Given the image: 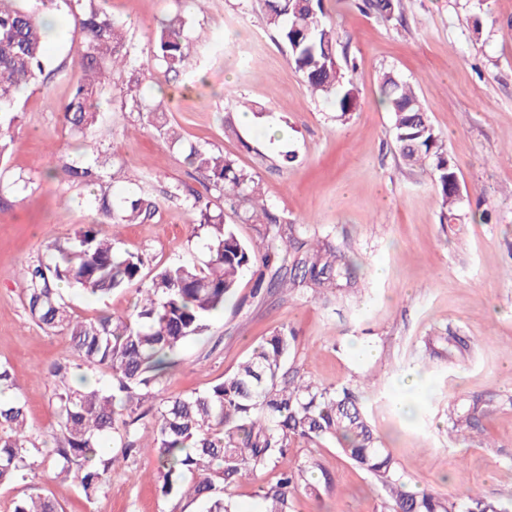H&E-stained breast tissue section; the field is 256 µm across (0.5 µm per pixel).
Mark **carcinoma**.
I'll return each mask as SVG.
<instances>
[{"instance_id": "obj_1", "label": "carcinoma", "mask_w": 512, "mask_h": 512, "mask_svg": "<svg viewBox=\"0 0 512 512\" xmlns=\"http://www.w3.org/2000/svg\"><path fill=\"white\" fill-rule=\"evenodd\" d=\"M266 24L288 47L291 65L310 91L331 99L339 117L352 109L349 80L336 60V31L325 20L323 0H261ZM378 17L388 18L394 0H362ZM84 37L80 59L83 77L59 107L63 126L87 138L99 120L102 83L118 64L125 35L122 25L96 8L75 17ZM46 28L22 0H0V154L4 131L19 118L21 94L46 65ZM194 53L176 18L155 39L156 64L178 72ZM380 102L393 116V136L404 164L429 173L441 197L442 218L456 219L460 187L454 163L440 133L414 86L392 72L383 74ZM146 124L165 139L178 142L161 113H146ZM188 165L204 173L206 194L185 192L176 185L170 196L199 217L209 260L203 267L184 259L145 277L144 258L116 246L90 225L64 244L49 248L46 259L23 272L25 303L43 328L65 336L73 354L84 364L105 371L112 386L99 383L72 386L68 366L54 365L59 379L55 409L64 444L45 452L55 437L36 444L27 433L24 403L6 366H0V483L24 479L35 470L38 456L52 460L57 474L76 473L86 497L109 480L110 466L99 459L109 433L119 436L120 448L137 447L136 427L146 416L156 426L161 491H176L193 500L203 498L208 512H232L224 491L283 457L296 440L312 444L333 442L357 467L371 474L388 493V512H508L499 502L466 495L441 500L424 490L413 493L399 475L394 458L384 448L365 410L362 395L343 386L330 388L287 366L296 336L280 329L256 346L224 381L203 393L180 397L154 396L156 403L140 410V391L161 378L174 364L175 353L190 338L209 328L211 316L224 309L242 277H256V286L286 288L319 295L336 290V297L359 292L351 260L328 233L311 224H298L275 213L260 199L256 173L218 152L189 145ZM69 177L88 186L98 176L90 167L71 165ZM144 196L109 203L99 197V211L113 224H141L158 209ZM242 222L264 225V234L280 246L264 249L241 240L225 223V210ZM66 284L103 298L131 285L137 301L128 314H103L77 320L59 294ZM484 408L473 402L458 432L470 427ZM300 474L285 470L265 494V512H288L289 498L299 487ZM14 512H59L48 495L37 493L17 503Z\"/></svg>"}]
</instances>
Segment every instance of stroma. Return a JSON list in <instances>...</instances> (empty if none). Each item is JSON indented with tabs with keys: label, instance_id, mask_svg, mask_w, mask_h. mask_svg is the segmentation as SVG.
Wrapping results in <instances>:
<instances>
[{
	"label": "stroma",
	"instance_id": "35a3bbf8",
	"mask_svg": "<svg viewBox=\"0 0 512 512\" xmlns=\"http://www.w3.org/2000/svg\"><path fill=\"white\" fill-rule=\"evenodd\" d=\"M123 22L128 52L103 93L100 132L71 135L59 111L80 76L83 37L74 26L88 6ZM336 29L338 62L356 106L336 118L311 94L287 48L267 26L258 0H48L63 35L48 44L38 83L20 98V119L0 159V365L18 386L32 438L59 433L51 367L70 355L65 337L35 322L26 307L23 268L46 247L84 225H98L126 251L147 257L148 269L182 258L208 259L205 236H194L192 212L164 200L170 186L199 188L204 177L184 162L182 148L219 150L254 170L261 192L280 215L330 232L353 257L360 292L348 301L258 291L241 279L233 299L204 335L178 351L176 367L145 404L163 396L201 393L232 374L273 331L296 333L290 367L327 387L362 389L366 409L409 490L445 498L458 485L472 494L512 502V0H400L388 19L355 0H324ZM181 15L197 55L179 73H158L155 35ZM412 82L456 163L461 203L455 223L441 218L428 174L407 167L395 147L392 116L379 103L383 73ZM246 99L252 124L226 132ZM161 107L179 143L142 124ZM293 151L288 168L259 164V154ZM84 163L114 197L160 199L143 224H111L92 206L90 187L71 182L67 167ZM125 177L112 181L117 165ZM490 223L472 220L476 209ZM71 312L92 319L123 314L134 288L94 301L62 288ZM419 384H405L409 371ZM485 405L466 436L448 428V408ZM138 452L115 459L110 481L86 499L77 479L46 477L0 485V512L43 493L62 512H207L206 502L162 494L150 422L137 430ZM303 474L317 495L297 490L289 512H384L385 491L333 443L295 442L278 463L228 488L235 512H264L263 495L283 469ZM331 482H324L323 473Z\"/></svg>",
	"mask_w": 512,
	"mask_h": 512
}]
</instances>
